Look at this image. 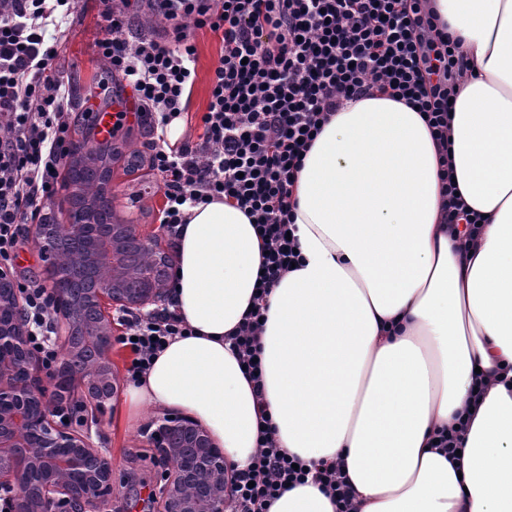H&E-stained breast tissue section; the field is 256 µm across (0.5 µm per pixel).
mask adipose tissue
I'll return each mask as SVG.
<instances>
[{"instance_id":"adipose-tissue-1","label":"adipose tissue","mask_w":512,"mask_h":512,"mask_svg":"<svg viewBox=\"0 0 512 512\" xmlns=\"http://www.w3.org/2000/svg\"><path fill=\"white\" fill-rule=\"evenodd\" d=\"M462 57L450 111L475 237L445 233L440 154L420 114L382 92L346 102L293 186L301 264L266 299L256 400L229 334L256 293L263 244L233 203L190 210L172 310L189 328L128 391L203 424L250 466L265 406L278 448L341 460L356 512H512V0H431ZM490 376L471 405L476 373ZM466 414L461 455L434 432ZM269 512H336L313 484Z\"/></svg>"}]
</instances>
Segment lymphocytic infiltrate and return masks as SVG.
I'll return each mask as SVG.
<instances>
[{"label":"lymphocytic infiltrate","instance_id":"obj_1","mask_svg":"<svg viewBox=\"0 0 512 512\" xmlns=\"http://www.w3.org/2000/svg\"><path fill=\"white\" fill-rule=\"evenodd\" d=\"M144 0H100L106 21L97 41L113 87L133 105L112 125L167 127L189 113L196 47L188 26L209 28L224 48L211 80L203 132L172 146L152 140L129 158L148 168L163 193L159 221L169 237L188 223L190 206L235 203L255 224L266 253L258 296L232 343L256 395L264 383L257 338L265 299L300 258L292 228V187L308 148L345 101L377 90L419 108L433 139L448 145V109L461 62L438 31L427 0H145L164 21L163 39L135 41L124 32ZM76 0H0V265L10 264L26 224H52L51 201L71 143L76 106L62 63L64 26ZM28 344L44 373L58 352L47 344L56 309L44 286H25ZM122 344L131 377L145 373L185 323L168 309L126 312ZM254 464L235 471L234 512H269L288 486L317 484L336 512H352L353 489L341 461L309 464L264 437Z\"/></svg>","mask_w":512,"mask_h":512}]
</instances>
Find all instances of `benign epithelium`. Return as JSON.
I'll return each mask as SVG.
<instances>
[{"label": "benign epithelium", "instance_id": "benign-epithelium-1", "mask_svg": "<svg viewBox=\"0 0 512 512\" xmlns=\"http://www.w3.org/2000/svg\"><path fill=\"white\" fill-rule=\"evenodd\" d=\"M112 153V145L90 134L70 146L71 165L92 158L103 162V207L112 197ZM29 232L50 262L56 251L91 236L89 268L110 267L112 277L85 288L78 275L50 267V291L64 329L57 336L60 357L45 380L27 345L23 293L11 270L0 268V488L10 490L9 512H52L60 503L80 512H103L115 476L111 458L92 441L91 425L98 424L120 391L109 358L114 345L109 309L132 312L161 305L174 280V260L160 248L157 236L141 232L136 224H112L103 235L96 234L93 224H35ZM141 253L156 255L157 265L132 270ZM89 357L100 367L94 379L83 372ZM74 407L90 411V418H80L76 427L65 421L67 409ZM146 435L159 461L181 460L151 491L156 512H230L224 449L205 427L167 413ZM32 443L41 448L36 457L26 451ZM62 470L72 475L67 484L56 479Z\"/></svg>", "mask_w": 512, "mask_h": 512}]
</instances>
